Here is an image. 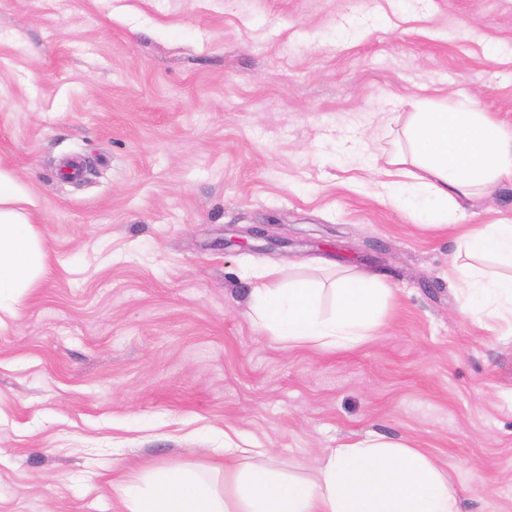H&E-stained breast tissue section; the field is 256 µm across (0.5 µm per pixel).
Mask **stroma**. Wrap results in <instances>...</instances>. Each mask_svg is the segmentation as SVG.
I'll use <instances>...</instances> for the list:
<instances>
[{"mask_svg": "<svg viewBox=\"0 0 512 512\" xmlns=\"http://www.w3.org/2000/svg\"><path fill=\"white\" fill-rule=\"evenodd\" d=\"M462 96L512 129V0H0V167L51 268L0 330V512H125L123 483L208 464L228 426L309 480L382 434L459 512H512V323L463 313L450 231L358 160L406 100ZM246 263L376 273L384 324L271 341Z\"/></svg>", "mask_w": 512, "mask_h": 512, "instance_id": "35a3bbf8", "label": "stroma"}]
</instances>
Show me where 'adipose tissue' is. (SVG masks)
Here are the masks:
<instances>
[{
	"label": "adipose tissue",
	"mask_w": 512,
	"mask_h": 512,
	"mask_svg": "<svg viewBox=\"0 0 512 512\" xmlns=\"http://www.w3.org/2000/svg\"><path fill=\"white\" fill-rule=\"evenodd\" d=\"M396 139L385 175L412 167L408 184L390 183L391 198L437 228L457 229L448 275L465 313L512 319V222L468 224L469 208L512 183V130L473 98L413 101L392 117ZM32 200L0 168V315L14 318L22 294L49 272L28 211ZM334 308L320 309L322 288L297 280L273 288L254 275L253 324L272 340L326 350L357 346L381 325L389 288L375 275H342L332 284ZM224 461L188 467L160 465L144 483L122 485L127 512H458L457 498L432 458L379 435L325 453L317 481L290 476L267 462L263 448L224 439Z\"/></svg>",
	"instance_id": "obj_1"
}]
</instances>
